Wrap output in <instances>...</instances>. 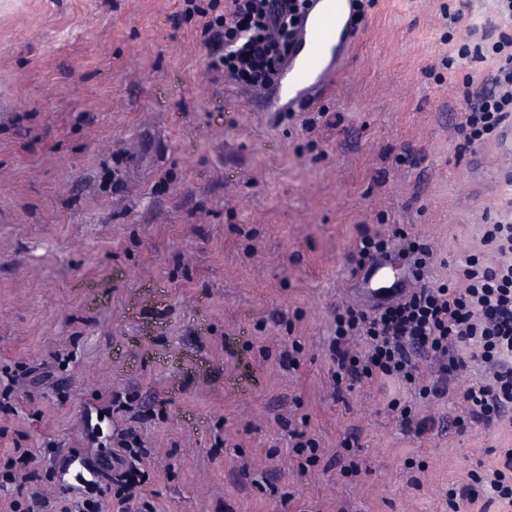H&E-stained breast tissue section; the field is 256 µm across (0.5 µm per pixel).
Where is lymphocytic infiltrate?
<instances>
[{
    "instance_id": "obj_1",
    "label": "lymphocytic infiltrate",
    "mask_w": 512,
    "mask_h": 512,
    "mask_svg": "<svg viewBox=\"0 0 512 512\" xmlns=\"http://www.w3.org/2000/svg\"><path fill=\"white\" fill-rule=\"evenodd\" d=\"M274 2L229 0L224 7L220 0H184L183 17L201 20L209 70L250 89L269 85L284 61L296 16L309 0H283L285 9L277 15ZM489 63L487 89L462 93L467 109L458 132L467 147L494 139L512 120L511 39L493 43ZM482 242L499 254V262L467 255L456 262L449 281L437 283L425 278L434 261L428 243L408 237L394 224L382 232L361 233L349 254L351 264L363 265L396 247L413 256L419 286L402 302L377 313L337 308L329 348L337 391L392 381L417 398L441 399L454 392L460 372L476 363L484 376L465 391L454 392L461 412L449 418V429L461 433L474 424L490 429L512 415V211L483 225ZM357 336L364 345L355 350L349 342ZM426 363L435 366L436 374L425 381L421 370ZM496 455L495 468L471 470L466 485L449 488V512H465L484 495L505 510L512 508V448H499ZM131 458L126 445L97 457L91 489L108 478L118 489L111 501L85 500L82 512H132L142 501L141 475Z\"/></svg>"
}]
</instances>
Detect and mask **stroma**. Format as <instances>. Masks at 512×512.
Returning a JSON list of instances; mask_svg holds the SVG:
<instances>
[{
  "label": "stroma",
  "instance_id": "obj_1",
  "mask_svg": "<svg viewBox=\"0 0 512 512\" xmlns=\"http://www.w3.org/2000/svg\"><path fill=\"white\" fill-rule=\"evenodd\" d=\"M461 8L495 14L372 0L342 73L277 123L208 70L182 0H0V460L34 457L0 512L79 502L56 460L128 428L154 512H448L512 446L507 419L440 430L448 398L417 402L437 428L416 435L393 382L337 396L329 353L361 232L425 240L434 280L496 259L480 227L512 198V156L458 150L460 90L489 72L448 66ZM297 432L319 443L304 472ZM351 437L356 477L336 463Z\"/></svg>",
  "mask_w": 512,
  "mask_h": 512
}]
</instances>
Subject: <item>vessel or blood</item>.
Returning <instances> with one entry per match:
<instances>
[{
	"label": "vessel or blood",
	"instance_id": "vessel-or-blood-1",
	"mask_svg": "<svg viewBox=\"0 0 512 512\" xmlns=\"http://www.w3.org/2000/svg\"><path fill=\"white\" fill-rule=\"evenodd\" d=\"M353 0H312L271 92L256 97L254 106L268 114L299 110L341 72L356 40ZM355 302L372 310L392 304L413 288L410 260L395 263L380 255L357 271Z\"/></svg>",
	"mask_w": 512,
	"mask_h": 512
}]
</instances>
